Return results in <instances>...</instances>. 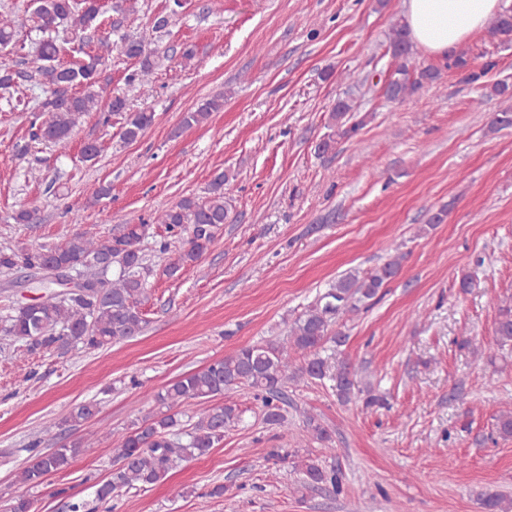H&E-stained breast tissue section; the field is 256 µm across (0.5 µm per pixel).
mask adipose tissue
<instances>
[{
  "instance_id": "adipose-tissue-1",
  "label": "adipose tissue",
  "mask_w": 512,
  "mask_h": 512,
  "mask_svg": "<svg viewBox=\"0 0 512 512\" xmlns=\"http://www.w3.org/2000/svg\"><path fill=\"white\" fill-rule=\"evenodd\" d=\"M499 12L500 0H403V20L411 40L444 58L486 28Z\"/></svg>"
}]
</instances>
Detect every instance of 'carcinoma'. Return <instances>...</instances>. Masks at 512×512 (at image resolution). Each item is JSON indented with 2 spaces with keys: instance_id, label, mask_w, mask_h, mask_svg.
Here are the masks:
<instances>
[{
  "instance_id": "obj_1",
  "label": "carcinoma",
  "mask_w": 512,
  "mask_h": 512,
  "mask_svg": "<svg viewBox=\"0 0 512 512\" xmlns=\"http://www.w3.org/2000/svg\"><path fill=\"white\" fill-rule=\"evenodd\" d=\"M183 8L184 4L176 0L170 3L166 11L154 17L152 32L159 35L168 32L174 16ZM26 13L29 30L36 35L31 54L24 53L25 41L17 39L18 20L13 12L0 13V49L10 47L21 54L18 68L0 65V89H9L20 80L42 87L45 96L37 109L45 119L31 123L29 138L60 144L70 137L83 114L100 109V72L106 54L111 51L108 39L100 37L96 53L65 64L60 60L62 44L70 34L98 33L103 26L104 11L96 0H29ZM490 34L501 42H512L511 9L497 16ZM120 41L121 52L135 61L134 69L125 77V85L131 87L154 79L157 63L147 39L124 33ZM388 49L396 62L394 73L384 86L388 99L403 100L439 79L436 69L413 67V45L404 26L392 27ZM494 66V62L487 61L476 68L463 55L448 58V68L467 73L468 81L480 85L486 95L511 102L512 84L483 82ZM223 106L221 97L206 99L184 114L182 124L200 126ZM354 112L350 96L337 100L332 108L330 122L341 135H353L364 125L365 117L357 119ZM114 114L125 115L121 138L127 142L137 139L154 118L151 112L128 111L123 92L112 95L104 122H109ZM228 181V174L221 172L212 179L208 195L184 197L153 218V223L165 226L166 237L160 241L159 251L172 253L164 268L167 277L177 279L194 266L226 224L229 199L224 185ZM146 233L144 223L125 224L119 234L106 238L76 234L59 246L23 243L15 248L0 249V273L18 268H41L73 271L77 277L75 287L68 291H56L51 283L50 290L34 301L12 306L0 320V332L22 342L29 355L69 346L82 350L102 349L140 335L148 323L140 309L145 274L149 273L140 247ZM399 269L400 259L395 258L364 275L345 274L292 322L286 339L241 347L201 371L172 381L160 396L164 410L145 418L139 427L120 439L116 448L119 464L110 478L97 488L96 499L106 504L122 491L145 488L161 481L174 464L208 454L224 440L226 431L243 421L244 410L230 397L185 421L181 408L192 401H209L226 392L246 388L261 401L263 423L279 427L286 420V385L298 373L315 380L334 381L339 398L346 402L351 400L355 387L351 366L329 362L322 356L324 345L333 342L340 346L345 342L341 333L332 330L336 318L359 311ZM495 334L500 349L512 348V300L498 307ZM299 360L303 361L300 366L296 365ZM97 412L96 402H84L71 410L69 420L79 424L90 420ZM303 432L315 443L327 448L332 445L330 431L313 415L304 417ZM94 445L95 442L87 438L45 451L31 448L24 465L16 472V480L36 487L47 476L68 469L76 456L92 451ZM292 470L298 476L296 489L299 491L326 485L341 490L336 469L326 467L317 459L299 456L292 461ZM481 505L485 512H512V498L499 493L484 495Z\"/></svg>"
}]
</instances>
